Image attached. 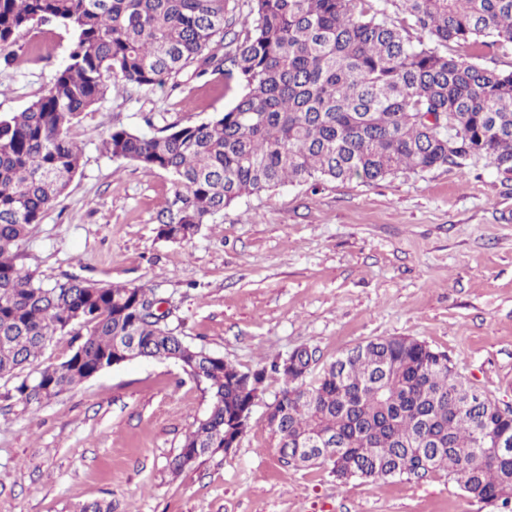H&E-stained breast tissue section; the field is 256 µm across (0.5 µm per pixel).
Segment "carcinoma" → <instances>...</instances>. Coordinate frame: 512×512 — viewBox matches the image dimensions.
Instances as JSON below:
<instances>
[{
    "label": "carcinoma",
    "mask_w": 512,
    "mask_h": 512,
    "mask_svg": "<svg viewBox=\"0 0 512 512\" xmlns=\"http://www.w3.org/2000/svg\"><path fill=\"white\" fill-rule=\"evenodd\" d=\"M367 0H249L242 34L224 42V0H0V65L24 30L72 35L66 63L42 94L0 115V378L39 407L118 358L127 338L139 358L170 360L206 384L209 412L172 469L236 446L242 413L267 373L285 381L268 417L281 458L327 464L343 484L443 472L471 499L512 512V411L461 381L444 352L408 336L358 344L309 383L275 359L243 370L181 338L150 289L78 278L46 284L16 264L14 248L56 206L79 172L71 127L118 79L164 84L190 70L220 75L234 103L200 123L153 135L112 128V159L176 185L157 237L187 242L243 195L285 183L462 167L485 156L512 173V72L448 54L451 42L512 47V0H392L427 40L414 43ZM78 344L59 364L28 374L57 337Z\"/></svg>",
    "instance_id": "cac0c4a2"
}]
</instances>
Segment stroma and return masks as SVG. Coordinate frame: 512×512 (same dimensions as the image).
<instances>
[{
	"instance_id": "obj_1",
	"label": "stroma",
	"mask_w": 512,
	"mask_h": 512,
	"mask_svg": "<svg viewBox=\"0 0 512 512\" xmlns=\"http://www.w3.org/2000/svg\"><path fill=\"white\" fill-rule=\"evenodd\" d=\"M68 32L41 26L0 66V115L23 110L66 59ZM220 76L114 83L71 130L82 165L17 249L52 282L78 276L155 289L191 345L252 369L296 347L329 364L356 344L408 336L445 352L458 374L512 407V174L477 156L465 167L286 184L244 195L192 240H158L168 174L111 159L112 127L198 123L233 103ZM0 379V512H490L442 472L341 484L329 466L281 460L266 413L268 377L235 448L181 472L171 463L210 396L167 360L105 369L40 408Z\"/></svg>"
}]
</instances>
